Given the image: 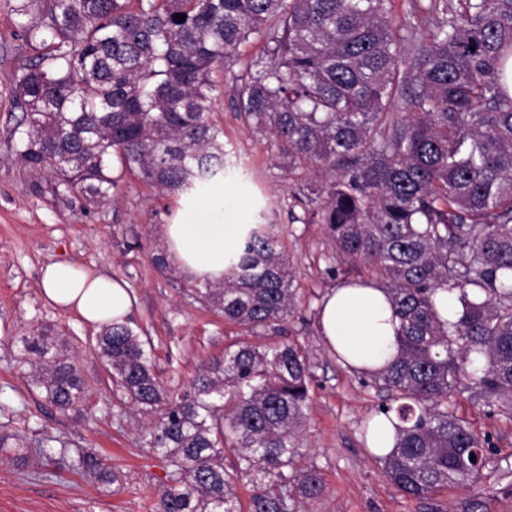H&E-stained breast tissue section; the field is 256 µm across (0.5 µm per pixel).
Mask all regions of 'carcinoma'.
<instances>
[{"instance_id":"1","label":"carcinoma","mask_w":512,"mask_h":512,"mask_svg":"<svg viewBox=\"0 0 512 512\" xmlns=\"http://www.w3.org/2000/svg\"><path fill=\"white\" fill-rule=\"evenodd\" d=\"M15 11L43 49L15 78L17 161L83 210L108 199L115 161L176 197L223 177L212 73L259 42L231 76L239 119L289 172L313 170L314 215L338 253L386 280L399 320L393 358L364 373L395 430L385 472L419 500L474 481L488 442L448 400L464 383L512 419V0H408L402 20L393 0H20ZM295 279L277 225L261 222L224 280L192 291L245 332L282 336ZM440 290L455 298L446 318ZM18 344L30 390L61 410L86 399L59 334L37 323ZM94 350L116 389L158 414L143 437L167 467L158 512H243V482L248 512H301L322 495L318 468H295L312 377L298 343L229 345L175 396L131 322L104 325ZM72 465L117 479L88 452Z\"/></svg>"}]
</instances>
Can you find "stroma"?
Instances as JSON below:
<instances>
[{"label": "stroma", "mask_w": 512, "mask_h": 512, "mask_svg": "<svg viewBox=\"0 0 512 512\" xmlns=\"http://www.w3.org/2000/svg\"><path fill=\"white\" fill-rule=\"evenodd\" d=\"M18 2L0 0V436L7 439L0 451V512H155L166 469L141 436L152 417L113 386L94 351L96 328L47 303L42 271L70 261L126 282L136 298L130 319L150 337L156 372L174 394L240 330L197 300L176 265L162 270L151 260L163 249L161 225L182 218L187 201L159 193L130 172L108 202L84 213L34 191L35 177L17 163L10 136L20 114L14 74L35 54L16 25ZM212 78L213 118L239 164L223 182L224 196L244 202L245 223L265 216L278 225L296 272L298 309L288 331L308 344L313 373L300 462L315 464L325 484L310 512H465L474 499L480 512H512V419L468 394H455L458 412L491 443L489 465L469 486L418 501L402 493L370 455L362 427L386 394L361 384L358 373L330 351L318 332V308L328 289L379 277L337 254L324 225L313 221L315 207L303 200L301 182L288 176L286 161L273 158L269 142L238 119L228 73ZM35 321L66 336L89 389L84 405L63 411L28 389L15 342ZM46 438L53 441L47 448ZM19 444L24 454L16 453ZM63 447L92 451L117 481L73 471L69 457L59 454Z\"/></svg>", "instance_id": "1"}]
</instances>
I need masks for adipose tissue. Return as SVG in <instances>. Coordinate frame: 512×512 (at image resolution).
Masks as SVG:
<instances>
[{
  "label": "adipose tissue",
  "instance_id": "obj_1",
  "mask_svg": "<svg viewBox=\"0 0 512 512\" xmlns=\"http://www.w3.org/2000/svg\"><path fill=\"white\" fill-rule=\"evenodd\" d=\"M244 227L224 213L223 200H203L192 213L161 233L166 255L196 283L224 277L227 255L242 239ZM47 301L100 326L123 320L134 298L125 282L67 262L45 267L41 278ZM319 332L329 349L360 370L377 367L395 350V327L384 289L343 284L331 289L319 309Z\"/></svg>",
  "mask_w": 512,
  "mask_h": 512
}]
</instances>
